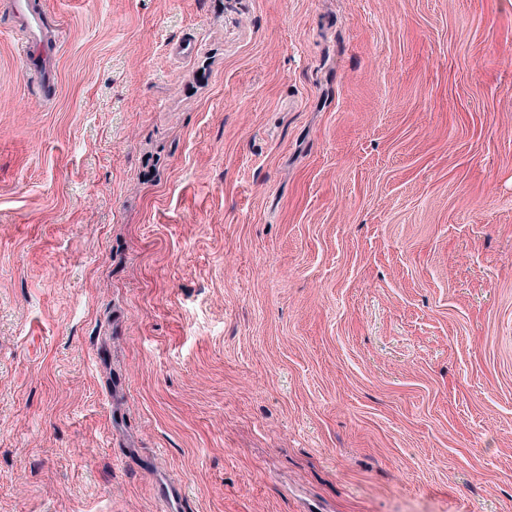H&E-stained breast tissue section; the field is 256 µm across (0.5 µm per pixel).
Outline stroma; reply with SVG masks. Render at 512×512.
Listing matches in <instances>:
<instances>
[{
	"label": "stroma",
	"instance_id": "stroma-1",
	"mask_svg": "<svg viewBox=\"0 0 512 512\" xmlns=\"http://www.w3.org/2000/svg\"><path fill=\"white\" fill-rule=\"evenodd\" d=\"M0 6V512H512V0Z\"/></svg>",
	"mask_w": 512,
	"mask_h": 512
}]
</instances>
